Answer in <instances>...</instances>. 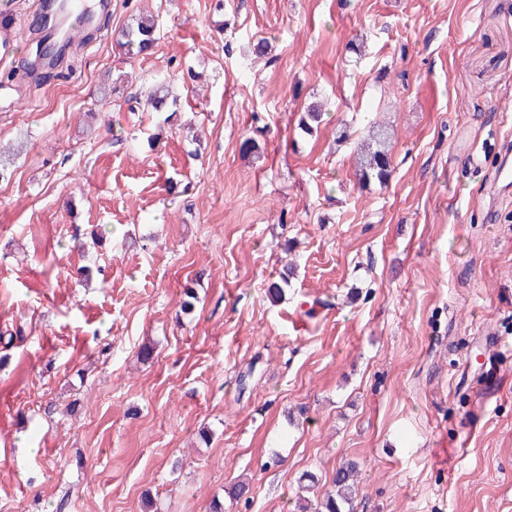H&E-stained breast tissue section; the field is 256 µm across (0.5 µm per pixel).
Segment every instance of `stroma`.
Segmentation results:
<instances>
[{"mask_svg":"<svg viewBox=\"0 0 512 512\" xmlns=\"http://www.w3.org/2000/svg\"><path fill=\"white\" fill-rule=\"evenodd\" d=\"M43 6L0 0V512H299L347 462L353 512H512V0H111L36 69ZM121 36L117 46L127 59L147 55L157 44V24L154 19L138 16L122 29ZM364 175L386 183L391 174L389 160V134L383 128L373 129L369 142L361 148ZM361 162V163H362Z\"/></svg>","mask_w":512,"mask_h":512,"instance_id":"stroma-1","label":"stroma"}]
</instances>
